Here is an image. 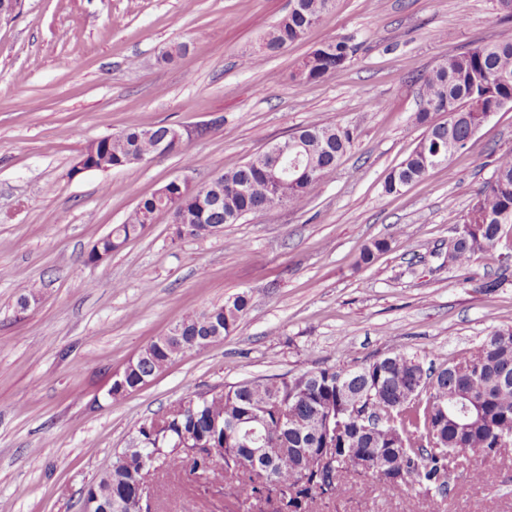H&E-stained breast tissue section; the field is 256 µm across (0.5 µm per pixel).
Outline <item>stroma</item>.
<instances>
[{
  "label": "stroma",
  "mask_w": 512,
  "mask_h": 512,
  "mask_svg": "<svg viewBox=\"0 0 512 512\" xmlns=\"http://www.w3.org/2000/svg\"><path fill=\"white\" fill-rule=\"evenodd\" d=\"M289 0H24L0 23V512H79L83 492L138 425L192 392L390 351L438 363L512 326V267L445 263L448 240L512 151V109L448 166L385 193L423 135L418 78L440 61L512 38L496 0H336L304 37L245 57ZM352 37L346 65L316 82L294 72L320 42ZM187 50L173 61L163 52ZM349 128L350 150L297 210L250 214L181 237L169 214L99 264L93 245L140 200L190 176L236 169L313 116ZM180 129L178 152L72 174L80 151L130 126ZM377 239L389 251L363 263ZM499 278L495 290L483 283ZM38 300L20 309L21 286ZM247 293L224 339L176 358L125 397L112 376L186 315ZM460 461L442 512H512V452L487 466L483 497ZM153 512H237L234 490L171 482ZM318 512H406L370 486Z\"/></svg>",
  "instance_id": "obj_1"
}]
</instances>
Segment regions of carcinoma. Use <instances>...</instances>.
<instances>
[{
  "mask_svg": "<svg viewBox=\"0 0 512 512\" xmlns=\"http://www.w3.org/2000/svg\"><path fill=\"white\" fill-rule=\"evenodd\" d=\"M335 0H292L288 15L266 34L247 61L265 58L301 39L334 7ZM356 48L346 37L322 42L308 53L294 77L317 81L344 65ZM420 108L413 123L424 128L414 150L384 180L388 194L423 178L464 150L489 112L512 107V38L479 45L433 68L417 89ZM453 112V120L441 116ZM172 127H130L100 144L98 157L122 169L158 156V144ZM298 143L304 180H278L259 154L194 188L167 183L163 192L141 200L124 223L112 228V251L140 237L156 213L170 210L192 226V236L244 216L288 204L303 208L308 191L336 170L351 148L353 132L311 120L288 136ZM448 245L449 264L465 269L480 258L507 268L512 255L498 252L512 243V152L501 154L491 179L477 193ZM249 307L238 294L220 306L184 317L181 333L152 341L132 360L125 385L112 386L117 399L142 379L160 373L173 358L198 348L205 326L233 331ZM471 394L481 413L467 427L448 417V401ZM137 428L136 443L114 454L112 467L94 487L109 512H138V493L154 495L165 478L219 475L236 484L240 512L265 502L269 512H300L302 502L351 495V477L375 482L383 491L419 487L446 497L451 465L474 457L485 463L512 443V328L497 329L479 345L448 362L430 363L400 351L359 365H333L293 374L245 380L220 390L193 392L179 407ZM259 421L266 451L247 448L232 435L242 420Z\"/></svg>",
  "mask_w": 512,
  "mask_h": 512,
  "instance_id": "obj_1",
  "label": "carcinoma"
}]
</instances>
